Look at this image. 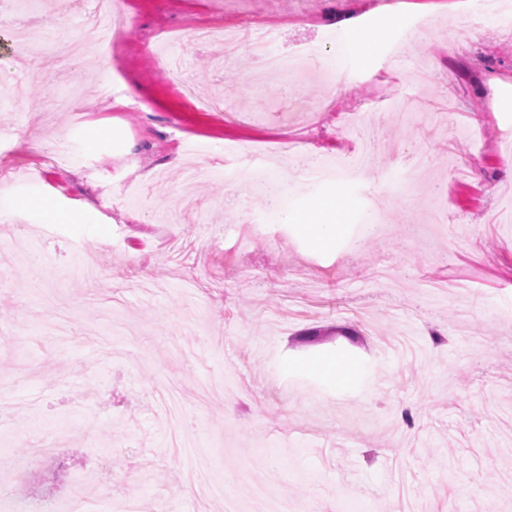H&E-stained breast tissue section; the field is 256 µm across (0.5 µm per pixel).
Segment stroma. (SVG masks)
Masks as SVG:
<instances>
[{
	"mask_svg": "<svg viewBox=\"0 0 512 512\" xmlns=\"http://www.w3.org/2000/svg\"><path fill=\"white\" fill-rule=\"evenodd\" d=\"M426 7L411 0L395 23L384 0H169L162 14L129 0L124 67L92 46L23 100L0 90V127L12 130L0 151L25 167L0 177V195L51 193L69 213L92 199L100 213L94 224L28 213L22 239L19 220L0 214V253L12 256L0 278V512H225L224 497L185 482L189 468L229 485L246 512H264L249 486L268 474L274 496L312 512L360 498L398 512L402 495L421 512H512V223L490 221L512 201V155L499 150L512 145V17L451 46L459 21L431 15L391 59ZM254 11L276 54L340 36L349 16L379 51L300 68L275 88L253 55L222 66L220 47L189 40L199 22ZM11 22L0 18V62L22 75L54 45L16 48ZM176 46L197 95L222 93L223 111L174 93L159 58ZM114 77L116 108L97 92ZM328 80L341 83L337 103L314 113ZM69 94L86 122L60 112L29 126V113ZM373 112L381 150L354 179L299 181L271 153L291 138L311 144L317 166L345 167L361 149L343 132L349 115ZM98 139L107 151L92 149ZM230 141L264 150L259 182L239 179ZM56 145L68 164L44 161ZM193 159L215 174L187 188ZM268 180L298 215L342 189L336 239L319 247L279 221ZM165 235L181 237L178 255L156 249ZM121 237L132 245L113 256L106 287L74 279L85 245ZM410 328L417 353L403 360L385 342ZM313 329L323 341L300 342ZM328 364L359 372L344 382ZM206 383L231 388L235 418L224 399L201 401ZM51 440L56 454L40 455ZM24 459L35 468L21 478ZM85 478L91 491L69 498Z\"/></svg>",
	"mask_w": 512,
	"mask_h": 512,
	"instance_id": "obj_1",
	"label": "stroma"
}]
</instances>
